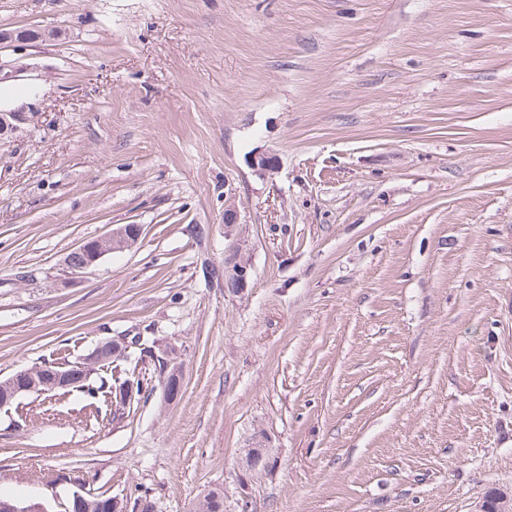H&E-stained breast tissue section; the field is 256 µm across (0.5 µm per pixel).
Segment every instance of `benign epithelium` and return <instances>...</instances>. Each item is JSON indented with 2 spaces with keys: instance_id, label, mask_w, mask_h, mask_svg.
I'll use <instances>...</instances> for the list:
<instances>
[{
  "instance_id": "obj_1",
  "label": "benign epithelium",
  "mask_w": 512,
  "mask_h": 512,
  "mask_svg": "<svg viewBox=\"0 0 512 512\" xmlns=\"http://www.w3.org/2000/svg\"><path fill=\"white\" fill-rule=\"evenodd\" d=\"M29 112L0 111V143L11 138L18 131L19 124L33 121ZM251 165L261 174L272 175L277 169V159L273 155L257 153L251 157ZM142 235L139 224H124L111 233L86 240L78 245L66 258L68 272L77 276L90 269L103 257L122 252L135 246ZM250 266L235 256L231 264H224V288L238 293L247 284ZM132 348L129 337L109 338L100 344L79 362H55L41 364L33 368L15 372L0 379V412L9 411L22 397L28 395H46L58 391H67L80 384L90 368L94 367L102 353H108L107 360L114 355H126ZM182 377L177 372L168 375L164 384V397L168 402L176 401L182 392ZM270 466L269 451L266 448H252L246 457V468L251 472H261ZM0 512H49L47 506L38 499L26 502L3 499L0 497Z\"/></svg>"
}]
</instances>
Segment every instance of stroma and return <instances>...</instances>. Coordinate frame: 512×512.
<instances>
[{"label": "stroma", "instance_id": "1", "mask_svg": "<svg viewBox=\"0 0 512 512\" xmlns=\"http://www.w3.org/2000/svg\"><path fill=\"white\" fill-rule=\"evenodd\" d=\"M0 29L58 33L0 46L35 87L0 145V378L140 336L184 383L165 402L149 362L118 413L23 399L0 415V494L512 499V0H0ZM122 224L138 244L68 279ZM141 235V225L124 224L116 227L107 235L83 241L66 258L65 264L68 272L74 277L83 274L103 257L135 246ZM75 255L80 256V261L74 259ZM249 269V264L241 260L237 254L231 264H227L224 259V291L233 293L242 291L247 284Z\"/></svg>", "mask_w": 512, "mask_h": 512}]
</instances>
